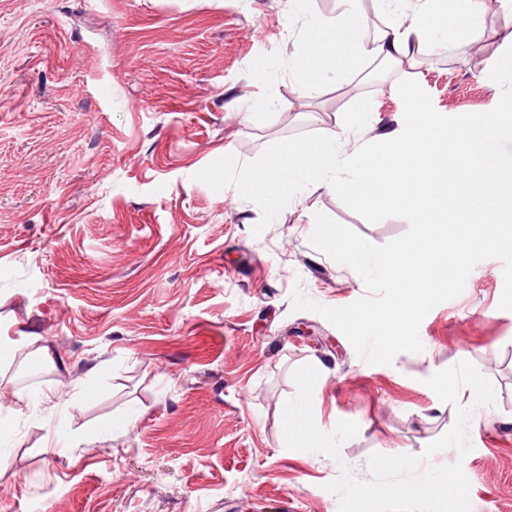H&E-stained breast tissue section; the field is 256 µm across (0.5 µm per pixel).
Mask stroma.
<instances>
[{
    "label": "stroma",
    "mask_w": 512,
    "mask_h": 512,
    "mask_svg": "<svg viewBox=\"0 0 512 512\" xmlns=\"http://www.w3.org/2000/svg\"><path fill=\"white\" fill-rule=\"evenodd\" d=\"M338 0H0V342L49 347L59 364L0 366V410L33 396L0 434V512H338L341 466L369 479L371 453L422 454L457 403L427 386L461 361L487 372L494 404L473 407L461 463L473 512H512V311L503 265L479 262L464 292L420 325V352L369 365L321 315L293 311L294 286L348 305L359 274L312 246L322 212L376 245L408 223H372L326 184L299 192L261 234V211L196 173L255 160L301 133L341 135L345 153L403 124V103L369 75H325L300 95L290 60L308 19ZM500 0L483 28L412 77L443 115L486 112L504 52ZM496 370H488V357ZM318 365L316 425L357 423L339 459L288 449L293 371ZM67 382L70 404L42 402ZM95 390L83 401V387Z\"/></svg>",
    "instance_id": "1"
}]
</instances>
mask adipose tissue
I'll use <instances>...</instances> for the list:
<instances>
[{
    "label": "adipose tissue",
    "instance_id": "ef3b65f1",
    "mask_svg": "<svg viewBox=\"0 0 512 512\" xmlns=\"http://www.w3.org/2000/svg\"><path fill=\"white\" fill-rule=\"evenodd\" d=\"M341 19L318 18L306 30L292 69L303 95L318 91L317 78L329 72L348 82L359 60L392 68H415L420 48L438 54L447 45L468 40L479 31L480 0H377L387 23L371 42H364L365 17L357 0H342Z\"/></svg>",
    "mask_w": 512,
    "mask_h": 512
}]
</instances>
